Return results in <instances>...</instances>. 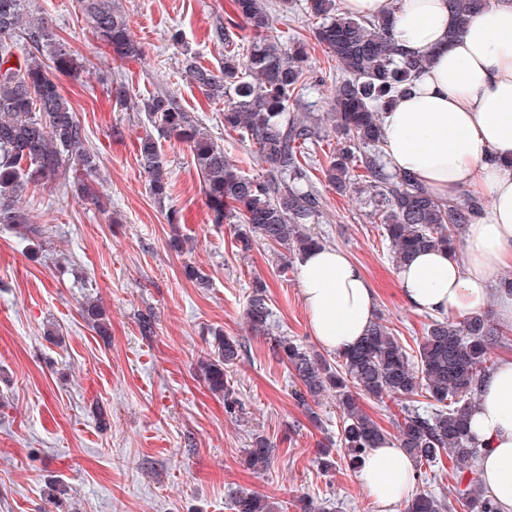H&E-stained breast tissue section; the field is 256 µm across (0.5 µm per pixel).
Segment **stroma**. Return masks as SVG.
<instances>
[{"instance_id":"1","label":"stroma","mask_w":512,"mask_h":512,"mask_svg":"<svg viewBox=\"0 0 512 512\" xmlns=\"http://www.w3.org/2000/svg\"><path fill=\"white\" fill-rule=\"evenodd\" d=\"M57 34L90 59L75 75L57 79L98 157L95 199L59 191L54 182L29 187L22 202L35 223L55 225L45 250L31 252L0 227V512H231L241 490L268 496L280 512H301V500L322 512H375L358 472L333 447L336 467L323 471L321 445L338 439L342 422L335 395L322 397L317 419L295 401L301 385L272 356L286 336L319 349L309 330L298 263L283 248L255 241L241 251L234 224H216L201 191L189 149L163 140L170 196L157 201L137 162L144 113L120 105L111 90L124 81L130 95L167 92L224 147L246 174H264L248 141L224 130V105L208 100L181 73L191 53L212 71L224 65L214 32L231 27L244 41L253 32L236 19L231 0H116L143 48L122 61L93 39L75 0H32ZM272 38L303 41L311 71L289 112L324 118L343 72L314 37L306 0H269ZM180 34L173 43L172 34ZM333 148L310 146L305 166L321 201L309 232L344 251L375 288L377 315L402 344L416 349L430 322L402 297L397 267L369 187L336 193L323 175ZM180 214L179 230L167 221ZM194 266L209 287L184 273ZM268 286V334L249 332L244 310L253 280ZM100 298L110 323L98 336L80 316L86 298ZM151 312L152 335L138 316ZM56 327L60 342L49 340ZM237 337L245 350L230 377L247 413L234 420L224 399L198 373L211 328ZM276 448L268 470L243 462L253 433Z\"/></svg>"}]
</instances>
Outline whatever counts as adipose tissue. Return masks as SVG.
Listing matches in <instances>:
<instances>
[{
    "label": "adipose tissue",
    "mask_w": 512,
    "mask_h": 512,
    "mask_svg": "<svg viewBox=\"0 0 512 512\" xmlns=\"http://www.w3.org/2000/svg\"><path fill=\"white\" fill-rule=\"evenodd\" d=\"M345 14L389 17L399 47L428 52L430 65L386 112L382 150L391 171L410 176L435 199H490L468 225L459 253L414 254L397 271L416 311L451 316L480 312L500 271L512 268V0H493L456 36L448 0H342ZM312 336L347 351L370 328L376 292L344 252H308L299 270ZM471 430L478 477L499 512H512V358L498 361L480 387ZM359 479L377 512H401L418 491L404 449H370Z\"/></svg>",
    "instance_id": "1"
}]
</instances>
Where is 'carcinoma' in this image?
<instances>
[{
  "mask_svg": "<svg viewBox=\"0 0 512 512\" xmlns=\"http://www.w3.org/2000/svg\"><path fill=\"white\" fill-rule=\"evenodd\" d=\"M232 5L256 34L272 24L267 0H232ZM76 6L88 20L92 36L115 57H141V46L131 38L116 0H76ZM488 6L490 0H448L456 21L450 35ZM307 12L320 20L315 39L346 73L336 84L332 112L336 147L323 170L325 179L336 192L347 193L355 168H364L374 183L376 207L396 265L421 250L455 251L454 231L475 223L484 213L483 204L474 199L463 204L438 201L411 178L386 173L375 154L383 141L380 113L410 90L429 57L399 48L388 19L367 21L338 14L335 0H307ZM182 65L208 99L227 103L224 131L248 138L255 158L267 169L261 176L245 174L176 97L154 93L130 101L120 85L117 93L122 101L145 113L151 125L136 143L137 160L151 194L160 201L169 194V171L159 140L167 136L189 147L213 223L244 225L237 233L241 250H250L256 238L298 258L322 246L306 228L321 212L320 198L300 187L308 180L303 164L306 145L322 138V128L309 116L291 119L287 112L310 69L306 44L297 40L285 46L276 40L255 39L243 56L225 51L219 75L193 56L185 57ZM82 67L84 59L59 39L49 20L35 11L32 0H0V224L32 245L50 237L52 226L33 223L22 205L24 191L57 180L65 190L74 188L88 195L98 172L85 129L56 82V75ZM268 301L266 283L254 280L244 318L257 335L268 331ZM81 315L99 335L108 334L98 304L86 300ZM212 336V349L198 361V370L210 391L224 397L225 413L237 416L243 406L228 373L239 361L242 345L222 329L214 330ZM499 336L500 330L483 314L457 322L434 319L412 355L377 319L357 346L338 353L337 366L286 336L275 339L272 352L300 381L302 389L295 392V399L309 414H314L309 401L336 393L342 412L340 443L353 468L360 467L368 449L389 441L363 411L359 394L399 401L428 395L434 401L431 409L404 407L398 447L418 465H430L448 455L454 479L450 492L464 512H498L493 501L476 489L478 445L470 419L478 388L492 371L488 349ZM273 455L268 438L253 434L245 449L250 469H268ZM232 508L234 512H271L272 506L260 495L241 491ZM445 509L444 500L421 491L406 504L405 512Z\"/></svg>",
  "mask_w": 512,
  "mask_h": 512,
  "instance_id": "1",
  "label": "carcinoma"
}]
</instances>
